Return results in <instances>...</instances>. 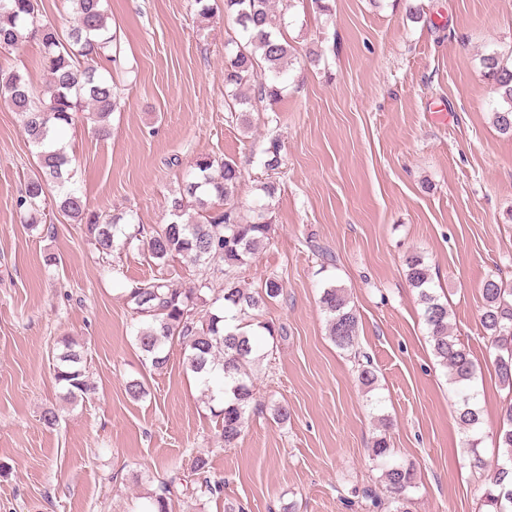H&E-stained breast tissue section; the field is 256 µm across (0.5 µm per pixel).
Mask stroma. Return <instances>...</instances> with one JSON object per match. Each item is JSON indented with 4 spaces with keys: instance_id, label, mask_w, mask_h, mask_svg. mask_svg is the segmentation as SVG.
Instances as JSON below:
<instances>
[{
    "instance_id": "obj_1",
    "label": "stroma",
    "mask_w": 512,
    "mask_h": 512,
    "mask_svg": "<svg viewBox=\"0 0 512 512\" xmlns=\"http://www.w3.org/2000/svg\"><path fill=\"white\" fill-rule=\"evenodd\" d=\"M412 2L420 18L410 17ZM329 7L322 15L291 9L296 57L278 101L258 104L247 132L224 102L232 21L201 16L194 0H108L131 68L117 79L121 107L108 139L89 121L68 134L91 208L144 225L166 223L169 197L200 156L237 165L242 216L260 185L274 183L275 231L240 279L254 288L277 277L284 297L260 313L256 340L266 358L254 384L263 411L232 448L218 441L179 346L167 370L152 375L132 343L125 296L155 273L137 247L116 248L105 263L83 225L46 232L24 224L15 199L34 149L0 99V512H139L197 453L224 496L186 495L173 512H224L228 502L247 512H366L362 490L380 474L370 442L386 418L392 460L418 472L411 512H479L484 481L467 464L457 397L404 260L424 256L455 333L481 367L480 449L495 460L507 392L478 317L485 280L512 283V137L493 123L501 99L481 60L512 57V0ZM0 63L27 71L43 92L49 73L37 43L0 53ZM273 139L282 164L269 172L262 159ZM318 245L335 265L322 267ZM48 253L56 266L44 267ZM330 285L346 288L357 309L374 390L328 336L319 298ZM269 324L280 335L268 336ZM63 336L83 344L95 386L75 403L54 376ZM133 379L147 381L146 397L127 396ZM281 404L290 412L284 422L273 417ZM49 409L59 416L53 427L42 420Z\"/></svg>"
}]
</instances>
